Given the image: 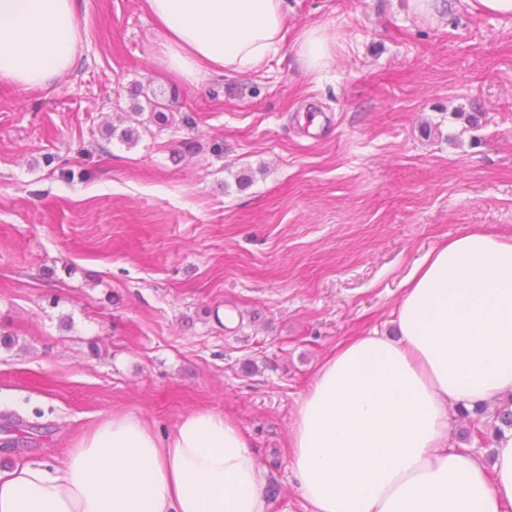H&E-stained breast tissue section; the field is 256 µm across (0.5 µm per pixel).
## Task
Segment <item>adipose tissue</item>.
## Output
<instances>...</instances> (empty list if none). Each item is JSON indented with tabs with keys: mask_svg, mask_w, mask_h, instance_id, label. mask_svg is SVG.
<instances>
[{
	"mask_svg": "<svg viewBox=\"0 0 512 512\" xmlns=\"http://www.w3.org/2000/svg\"><path fill=\"white\" fill-rule=\"evenodd\" d=\"M179 81L247 75L291 43L310 73L335 35L286 28L288 0H146ZM82 0H0V81L55 85L79 65ZM396 338L341 343L300 398L289 466L306 512H512V432L493 464L450 442L449 410L512 394V238L464 233L425 254L392 313ZM265 478L224 413L167 435L102 417L66 462L0 472V512H267Z\"/></svg>",
	"mask_w": 512,
	"mask_h": 512,
	"instance_id": "ef3b65f1",
	"label": "adipose tissue"
}]
</instances>
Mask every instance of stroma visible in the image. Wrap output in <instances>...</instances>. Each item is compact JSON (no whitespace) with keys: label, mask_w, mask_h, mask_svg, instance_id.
I'll use <instances>...</instances> for the list:
<instances>
[{"label":"stroma","mask_w":512,"mask_h":512,"mask_svg":"<svg viewBox=\"0 0 512 512\" xmlns=\"http://www.w3.org/2000/svg\"><path fill=\"white\" fill-rule=\"evenodd\" d=\"M437 22L392 0H288L320 24V74L290 50L186 85L158 60L146 0H83L78 68L48 89L0 82V469L60 465L115 410L158 434L232 417L277 493L297 401L342 341L393 333L433 247L512 237V16L447 0ZM171 125L136 145L134 86ZM191 123H184V116ZM491 453L493 419L451 414Z\"/></svg>","instance_id":"obj_1"}]
</instances>
